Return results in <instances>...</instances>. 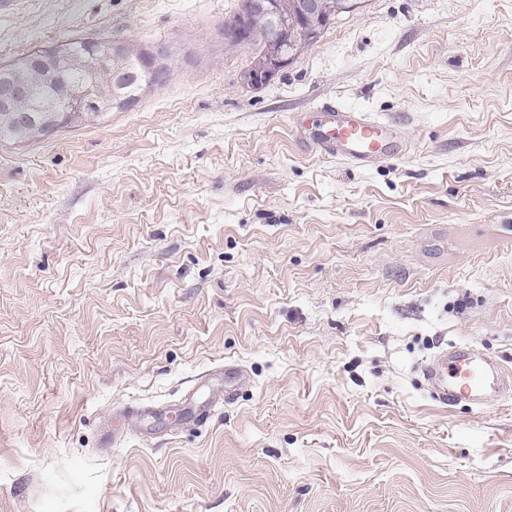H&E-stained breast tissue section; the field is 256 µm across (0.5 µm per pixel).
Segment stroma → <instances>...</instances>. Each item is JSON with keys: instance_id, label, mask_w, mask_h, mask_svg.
Here are the masks:
<instances>
[{"instance_id": "obj_1", "label": "stroma", "mask_w": 512, "mask_h": 512, "mask_svg": "<svg viewBox=\"0 0 512 512\" xmlns=\"http://www.w3.org/2000/svg\"><path fill=\"white\" fill-rule=\"evenodd\" d=\"M240 0H0V66L168 46L126 109L0 143V512H512V0H360L260 87ZM401 156L304 146L324 104ZM235 366L204 422L203 378ZM432 396L444 404H473L500 398L511 390V377L470 345L451 344L423 366Z\"/></svg>"}]
</instances>
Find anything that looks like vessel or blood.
Instances as JSON below:
<instances>
[{"instance_id": "vessel-or-blood-1", "label": "vessel or blood", "mask_w": 512, "mask_h": 512, "mask_svg": "<svg viewBox=\"0 0 512 512\" xmlns=\"http://www.w3.org/2000/svg\"><path fill=\"white\" fill-rule=\"evenodd\" d=\"M312 141L328 155L365 166L404 149L388 123L356 109L330 105L324 106ZM423 376L433 397L445 404L463 400L481 404L512 391V375L470 345H450L424 365Z\"/></svg>"}]
</instances>
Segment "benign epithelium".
I'll list each match as a JSON object with an SVG mask.
<instances>
[{
    "label": "benign epithelium",
    "mask_w": 512,
    "mask_h": 512,
    "mask_svg": "<svg viewBox=\"0 0 512 512\" xmlns=\"http://www.w3.org/2000/svg\"><path fill=\"white\" fill-rule=\"evenodd\" d=\"M331 22L325 0H297L284 9L282 0H253L251 8L233 29L224 31V41L245 44L261 30H270L262 57L241 73L246 85L268 84L292 64L295 58L317 45L324 27ZM102 43L90 40L77 45L68 56L73 67L85 71L86 81L74 84L65 77L46 81L43 71L52 65V53L31 56L17 69L0 78V114L9 118L25 137H35L41 126L30 122L29 113H44V122L86 119L92 90L99 85V69L88 66Z\"/></svg>",
    "instance_id": "obj_1"
}]
</instances>
